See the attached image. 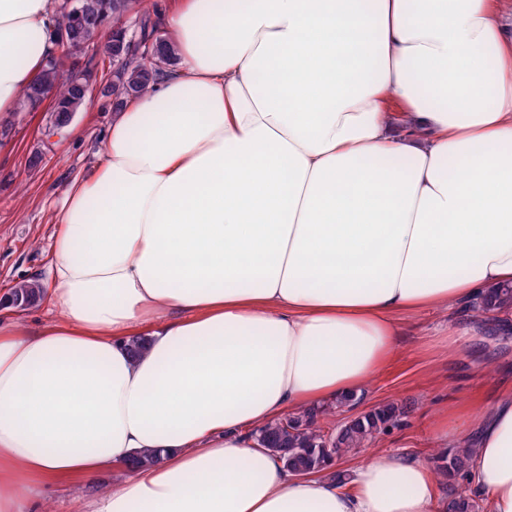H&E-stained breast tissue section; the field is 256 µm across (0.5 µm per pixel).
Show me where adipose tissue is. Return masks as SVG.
I'll return each mask as SVG.
<instances>
[{"label": "adipose tissue", "instance_id": "obj_1", "mask_svg": "<svg viewBox=\"0 0 512 512\" xmlns=\"http://www.w3.org/2000/svg\"><path fill=\"white\" fill-rule=\"evenodd\" d=\"M160 21L178 65L55 214L58 319L0 316V512L115 465L92 512H438L422 462L292 476L253 432L350 403L400 316L512 284V0H171ZM57 33L50 0H0V120ZM432 430L512 512V394Z\"/></svg>", "mask_w": 512, "mask_h": 512}]
</instances>
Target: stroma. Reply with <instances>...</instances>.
<instances>
[{
  "instance_id": "stroma-1",
  "label": "stroma",
  "mask_w": 512,
  "mask_h": 512,
  "mask_svg": "<svg viewBox=\"0 0 512 512\" xmlns=\"http://www.w3.org/2000/svg\"><path fill=\"white\" fill-rule=\"evenodd\" d=\"M115 116L112 98L97 93L76 114L70 132L52 130L49 103L19 105L0 122V294L17 282L36 280L51 290L48 274L57 231L54 214L66 187L101 163L104 135ZM39 157L30 166L31 157ZM397 353L366 384L354 407L334 408L328 426L392 404L402 413L394 426L339 457L337 470L370 453L399 454L435 467L432 433L436 414L453 404L495 400L512 391V325L479 314L473 302L445 311L421 309L399 320ZM116 470L96 482L81 477L43 486L40 512H79L83 502L107 491Z\"/></svg>"
}]
</instances>
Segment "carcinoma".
Here are the masks:
<instances>
[{
	"instance_id": "1",
	"label": "carcinoma",
	"mask_w": 512,
	"mask_h": 512,
	"mask_svg": "<svg viewBox=\"0 0 512 512\" xmlns=\"http://www.w3.org/2000/svg\"><path fill=\"white\" fill-rule=\"evenodd\" d=\"M65 2L58 0L56 6L58 26L64 30L62 41L56 44L54 54L48 55L40 75L24 96V103L33 107L40 97L50 95L53 125L61 128L68 126L70 118L81 111L88 98L80 84L90 80L92 68L88 64L79 65L77 52L93 48L95 54L110 62L121 48L122 41L104 38L105 20L112 18V26L121 29L128 17L136 15L149 35L157 32L143 0H76L71 10L65 9ZM176 60L177 50L164 36L150 50L134 54L118 76V84L112 87L114 107L121 106L127 98L147 93L162 70ZM13 294L31 306L42 299L43 290L36 281L26 280L14 286ZM511 308L512 286L497 288L477 303V309L484 314ZM330 414L331 408L327 406L311 408L291 417L288 425L268 424L258 429L257 442L277 455L290 473L320 472L330 466L332 457L358 448L387 430L398 416V408L393 405L374 408L344 422L328 435L320 417ZM467 458L465 448L448 451L440 457L442 465L438 474L448 481L464 475ZM478 509L477 501L465 490H457L450 502V512H478Z\"/></svg>"
}]
</instances>
